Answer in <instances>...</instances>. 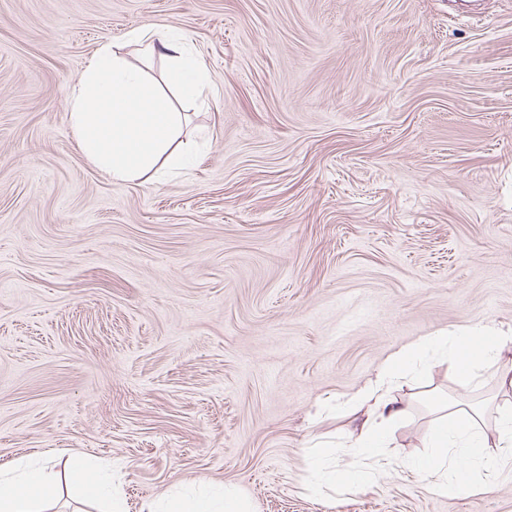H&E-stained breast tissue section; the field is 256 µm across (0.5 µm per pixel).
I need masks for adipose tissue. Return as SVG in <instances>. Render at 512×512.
Returning <instances> with one entry per match:
<instances>
[{"label": "adipose tissue", "instance_id": "adipose-tissue-1", "mask_svg": "<svg viewBox=\"0 0 512 512\" xmlns=\"http://www.w3.org/2000/svg\"><path fill=\"white\" fill-rule=\"evenodd\" d=\"M146 56L168 64V82L185 94L198 88L199 63L183 42L168 32L138 34ZM67 121L81 152L112 181L159 182L167 171L181 166L193 151L183 140L184 113L171 107L157 86L136 71L118 47L98 48L67 99ZM447 351L455 363L460 387L481 383L484 365L494 368L499 389L512 390V336L441 333L426 344ZM446 419L430 435L433 455L415 461L414 467L432 480L435 489L459 484L462 476L496 473L512 457V400L497 407V453L479 426V414L447 405ZM389 399H376L362 409L358 443L379 448L389 426L404 416ZM57 493L51 460L29 463L12 473H0V512H50ZM149 512H249L247 501L236 495L197 493L186 496L178 510L151 506Z\"/></svg>", "mask_w": 512, "mask_h": 512}]
</instances>
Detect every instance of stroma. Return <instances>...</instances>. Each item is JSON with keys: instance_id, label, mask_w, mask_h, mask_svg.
I'll return each instance as SVG.
<instances>
[{"instance_id": "35a3bbf8", "label": "stroma", "mask_w": 512, "mask_h": 512, "mask_svg": "<svg viewBox=\"0 0 512 512\" xmlns=\"http://www.w3.org/2000/svg\"><path fill=\"white\" fill-rule=\"evenodd\" d=\"M176 31L206 74L203 146L166 183L119 184L66 101L105 43L155 82L134 32ZM512 335V0H0V469L120 466L123 512L210 483L252 512H512L434 490L438 406L482 404L447 357L372 481L354 399L442 331ZM419 351L418 345H411L397 352L388 360L385 375L393 379L405 366L414 361Z\"/></svg>"}]
</instances>
